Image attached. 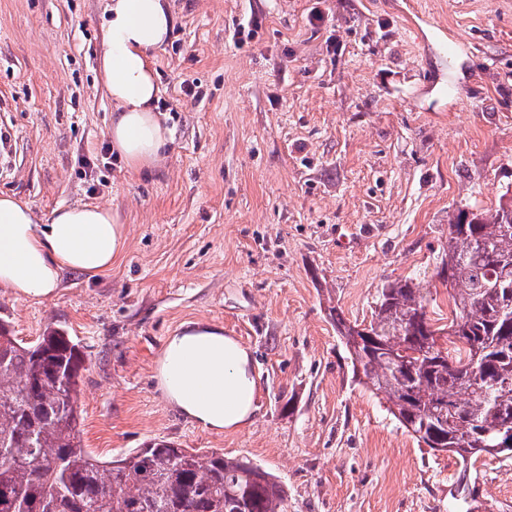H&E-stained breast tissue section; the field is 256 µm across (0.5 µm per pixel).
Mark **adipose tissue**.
I'll return each instance as SVG.
<instances>
[{"label":"adipose tissue","mask_w":512,"mask_h":512,"mask_svg":"<svg viewBox=\"0 0 512 512\" xmlns=\"http://www.w3.org/2000/svg\"><path fill=\"white\" fill-rule=\"evenodd\" d=\"M167 0H107L102 14L104 89L112 101L111 149L131 173L160 165L170 131L158 109L160 86L149 56L172 29ZM126 227L96 204L56 208L39 222L32 207L0 196V286L42 301L65 272L102 273L124 251ZM166 402L203 429L240 431L258 409L261 378L251 352L223 328L196 322L165 338L155 363Z\"/></svg>","instance_id":"obj_1"}]
</instances>
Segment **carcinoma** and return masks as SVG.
Instances as JSON below:
<instances>
[{"mask_svg": "<svg viewBox=\"0 0 512 512\" xmlns=\"http://www.w3.org/2000/svg\"><path fill=\"white\" fill-rule=\"evenodd\" d=\"M436 277L449 288L452 348L438 344L431 291L413 278L378 290L361 333L336 312V332L399 424L459 460L465 503L478 459H512V198L491 213L458 210ZM85 363L62 330L27 344L0 322V512H284L274 475L222 452L155 439L94 456L77 429Z\"/></svg>", "mask_w": 512, "mask_h": 512, "instance_id": "obj_1", "label": "carcinoma"}]
</instances>
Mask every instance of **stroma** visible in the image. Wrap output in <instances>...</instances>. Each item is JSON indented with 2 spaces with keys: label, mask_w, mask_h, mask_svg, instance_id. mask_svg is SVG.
Instances as JSON below:
<instances>
[{
  "label": "stroma",
  "mask_w": 512,
  "mask_h": 512,
  "mask_svg": "<svg viewBox=\"0 0 512 512\" xmlns=\"http://www.w3.org/2000/svg\"><path fill=\"white\" fill-rule=\"evenodd\" d=\"M170 0L153 51L170 142L132 174L107 140L105 0H0V193L40 220L111 208L128 245L56 296L0 287L23 342L47 327L82 346V439L102 460L154 439L260 465L286 512H512V459L470 470L420 444L362 384L335 312L369 320L378 288L432 278L458 209L512 191V0ZM194 85L196 96L186 95ZM194 322L248 346L259 409L210 432L162 397L155 359Z\"/></svg>",
  "instance_id": "35a3bbf8"
}]
</instances>
